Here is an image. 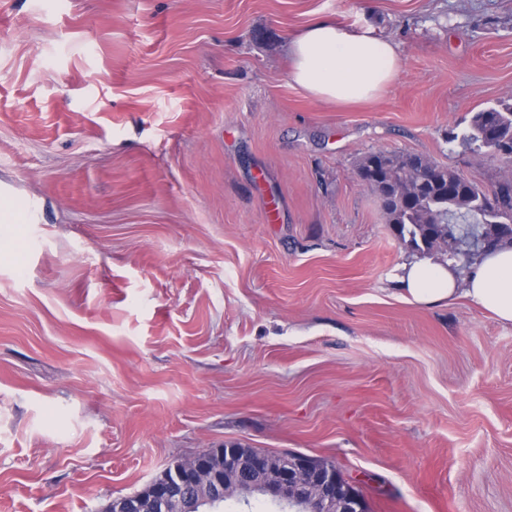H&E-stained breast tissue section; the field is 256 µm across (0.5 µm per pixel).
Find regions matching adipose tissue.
I'll return each mask as SVG.
<instances>
[{"instance_id": "obj_1", "label": "adipose tissue", "mask_w": 512, "mask_h": 512, "mask_svg": "<svg viewBox=\"0 0 512 512\" xmlns=\"http://www.w3.org/2000/svg\"><path fill=\"white\" fill-rule=\"evenodd\" d=\"M292 80L312 97L354 103L379 97L393 82L399 55L393 43L370 31L317 20L288 44ZM406 298L435 304L454 298V270L417 262L399 277ZM467 297L499 322L512 325V247L483 257L468 279Z\"/></svg>"}]
</instances>
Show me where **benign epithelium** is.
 <instances>
[{"label": "benign epithelium", "instance_id": "obj_1", "mask_svg": "<svg viewBox=\"0 0 512 512\" xmlns=\"http://www.w3.org/2000/svg\"><path fill=\"white\" fill-rule=\"evenodd\" d=\"M272 464L255 450L226 445L181 461L173 473L151 483V497L112 500L114 512H202L226 498L260 492L276 512H367L354 486L330 460L297 453L281 454Z\"/></svg>", "mask_w": 512, "mask_h": 512}]
</instances>
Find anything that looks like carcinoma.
Instances as JSON below:
<instances>
[{
  "label": "carcinoma",
  "mask_w": 512,
  "mask_h": 512,
  "mask_svg": "<svg viewBox=\"0 0 512 512\" xmlns=\"http://www.w3.org/2000/svg\"><path fill=\"white\" fill-rule=\"evenodd\" d=\"M457 140L478 156L487 155L493 141L512 142V103L473 113L465 130L450 133L448 142ZM426 165L423 156L382 150L365 154L358 163V174L377 193L387 223L402 242L429 253L441 248L448 231L474 234L481 226L492 248L512 246V233L500 234L502 224L512 223V179L497 184L493 202L483 210L480 203L488 195L476 183L440 165L426 177Z\"/></svg>",
  "instance_id": "cac0c4a2"
}]
</instances>
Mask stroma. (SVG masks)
I'll return each instance as SVG.
<instances>
[{"label":"stroma","instance_id":"obj_1","mask_svg":"<svg viewBox=\"0 0 512 512\" xmlns=\"http://www.w3.org/2000/svg\"><path fill=\"white\" fill-rule=\"evenodd\" d=\"M332 18L378 98L290 77ZM512 99V0H0V512H103L236 443L335 462L369 512H512V325L406 301L357 177ZM292 80L312 97L354 103L379 97L393 82L399 55L369 30L316 20L288 43Z\"/></svg>","mask_w":512,"mask_h":512}]
</instances>
